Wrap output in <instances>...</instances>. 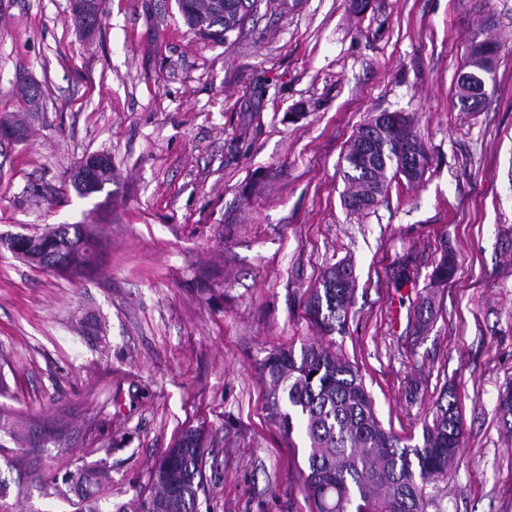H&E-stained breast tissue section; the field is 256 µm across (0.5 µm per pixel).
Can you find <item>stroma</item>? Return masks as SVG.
I'll return each mask as SVG.
<instances>
[{"instance_id": "obj_1", "label": "stroma", "mask_w": 512, "mask_h": 512, "mask_svg": "<svg viewBox=\"0 0 512 512\" xmlns=\"http://www.w3.org/2000/svg\"><path fill=\"white\" fill-rule=\"evenodd\" d=\"M103 11L90 39L69 0L0 12V113L20 75L44 94L27 137L0 141V235L85 224L100 246L82 278L0 248V407L35 431L63 422L24 457L0 432V464L35 475L0 512H80L67 478L85 466L111 512L189 426L208 433L199 512H310L305 444L269 420L258 366L320 340L303 302L342 259L356 287L332 341L383 426L420 436L443 387L455 394L462 453L430 512H512L498 413L512 382V0H260L224 43L195 38L176 0ZM478 26L501 52L485 106L465 112L455 85ZM381 112L413 117L429 165L356 213L341 155ZM91 153L111 158L112 182L83 197L70 173ZM444 245L455 273L414 344L410 306Z\"/></svg>"}]
</instances>
